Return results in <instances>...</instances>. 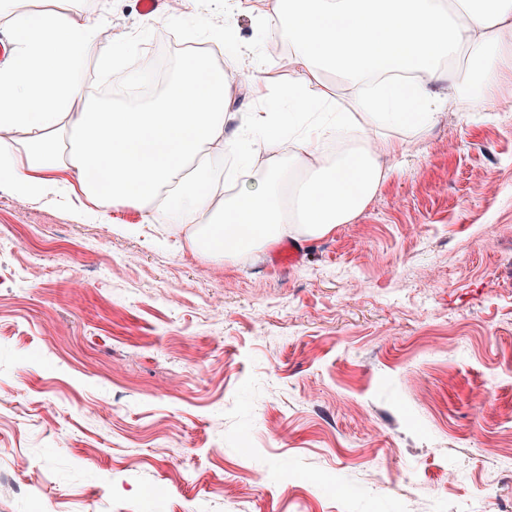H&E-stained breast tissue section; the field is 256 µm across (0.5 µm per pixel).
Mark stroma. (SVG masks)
<instances>
[{
	"label": "stroma",
	"instance_id": "1",
	"mask_svg": "<svg viewBox=\"0 0 512 512\" xmlns=\"http://www.w3.org/2000/svg\"><path fill=\"white\" fill-rule=\"evenodd\" d=\"M27 2L75 27L104 16L100 44L137 53L205 24L289 79L250 17L225 44L224 0L150 17L139 0ZM483 106L467 94L426 134L392 129L406 150L378 194L289 265L279 243L195 254L164 215L102 210L71 170L41 199L0 188V448L32 459L0 512H512V83Z\"/></svg>",
	"mask_w": 512,
	"mask_h": 512
}]
</instances>
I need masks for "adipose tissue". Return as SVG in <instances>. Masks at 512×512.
<instances>
[{
	"mask_svg": "<svg viewBox=\"0 0 512 512\" xmlns=\"http://www.w3.org/2000/svg\"><path fill=\"white\" fill-rule=\"evenodd\" d=\"M233 8L259 27L279 24L288 39L286 84L230 61L262 102L257 111L238 105L223 68L197 53L154 102L69 111L83 95L77 62L96 54L108 69L114 51L99 50L97 23L14 14L15 47L0 66V129L28 138L20 147L0 142V185L38 197L57 188L58 169L99 173L101 182L81 184L98 205L163 212L188 249L220 261L354 221L386 178L380 158L402 153L403 141L385 137L328 166H305V155L361 124L425 131L461 89L452 59L467 56L485 102L512 79V0H233ZM340 87L358 90L360 115L338 110ZM227 143L244 171L230 195L219 177ZM261 152L267 171L255 177L249 169Z\"/></svg>",
	"mask_w": 512,
	"mask_h": 512,
	"instance_id": "1",
	"label": "adipose tissue"
}]
</instances>
